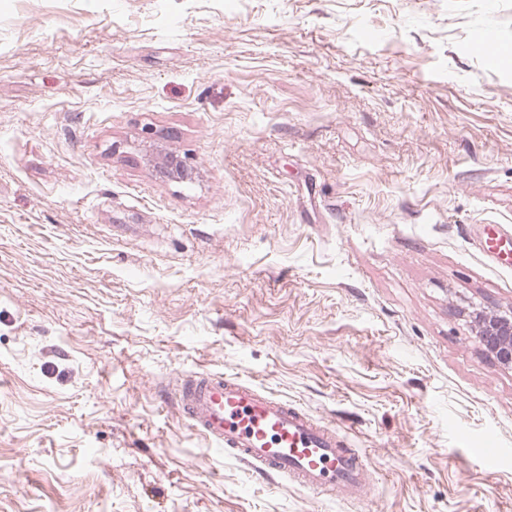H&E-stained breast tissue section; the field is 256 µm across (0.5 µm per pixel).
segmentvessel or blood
I'll return each mask as SVG.
<instances>
[{
    "mask_svg": "<svg viewBox=\"0 0 512 512\" xmlns=\"http://www.w3.org/2000/svg\"><path fill=\"white\" fill-rule=\"evenodd\" d=\"M479 251L492 264L512 266V229L482 226ZM176 407L215 450L255 471L301 488L360 501L371 492L364 457L346 430L263 392L253 383L212 371L180 378Z\"/></svg>",
    "mask_w": 512,
    "mask_h": 512,
    "instance_id": "obj_1",
    "label": "vessel or blood"
}]
</instances>
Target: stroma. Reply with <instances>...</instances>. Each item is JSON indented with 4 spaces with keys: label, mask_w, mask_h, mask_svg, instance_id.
Returning a JSON list of instances; mask_svg holds the SVG:
<instances>
[{
    "label": "stroma",
    "mask_w": 512,
    "mask_h": 512,
    "mask_svg": "<svg viewBox=\"0 0 512 512\" xmlns=\"http://www.w3.org/2000/svg\"><path fill=\"white\" fill-rule=\"evenodd\" d=\"M482 224L512 0H0V512H512ZM202 369L350 431L370 496L211 450Z\"/></svg>",
    "instance_id": "obj_1"
}]
</instances>
